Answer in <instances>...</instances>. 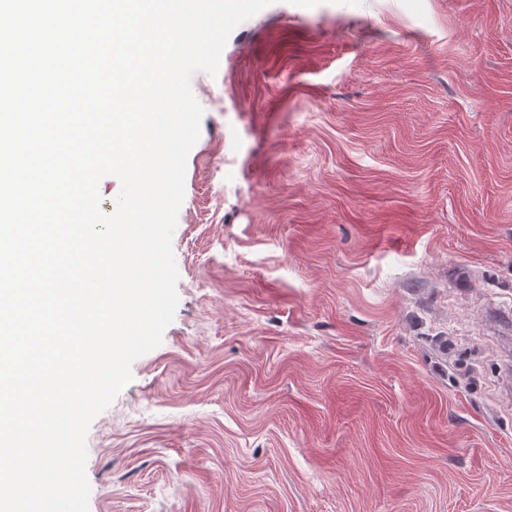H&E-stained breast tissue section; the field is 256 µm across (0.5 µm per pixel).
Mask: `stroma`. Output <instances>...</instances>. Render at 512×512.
Wrapping results in <instances>:
<instances>
[{
	"mask_svg": "<svg viewBox=\"0 0 512 512\" xmlns=\"http://www.w3.org/2000/svg\"><path fill=\"white\" fill-rule=\"evenodd\" d=\"M191 87L89 512H512V0H272Z\"/></svg>",
	"mask_w": 512,
	"mask_h": 512,
	"instance_id": "1",
	"label": "stroma"
}]
</instances>
